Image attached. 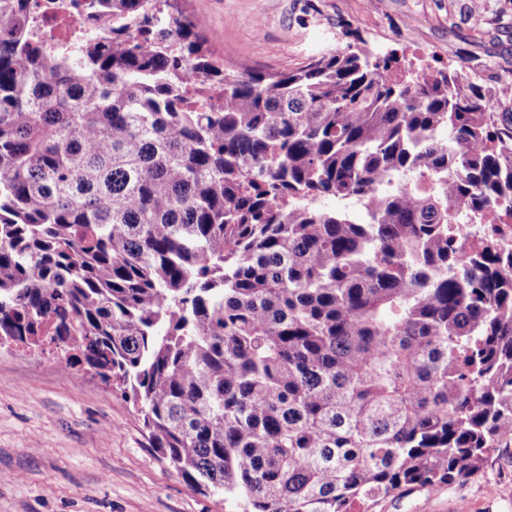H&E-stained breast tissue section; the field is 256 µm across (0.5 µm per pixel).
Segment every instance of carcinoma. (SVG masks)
<instances>
[{"label": "carcinoma", "mask_w": 512, "mask_h": 512, "mask_svg": "<svg viewBox=\"0 0 512 512\" xmlns=\"http://www.w3.org/2000/svg\"><path fill=\"white\" fill-rule=\"evenodd\" d=\"M27 2L0 25V344L123 388L244 512H361L512 442V253L460 231L512 224V112L354 32L228 73L177 0L135 33L148 0H84L51 55Z\"/></svg>", "instance_id": "1"}]
</instances>
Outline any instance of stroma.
Instances as JSON below:
<instances>
[{"mask_svg":"<svg viewBox=\"0 0 512 512\" xmlns=\"http://www.w3.org/2000/svg\"><path fill=\"white\" fill-rule=\"evenodd\" d=\"M227 72L269 74L345 48L464 68L486 90L512 84V0H181ZM192 490L148 444L116 386L55 349L0 347V512H242ZM373 512H512V447L465 482L417 488Z\"/></svg>","mask_w":512,"mask_h":512,"instance_id":"obj_1","label":"stroma"}]
</instances>
